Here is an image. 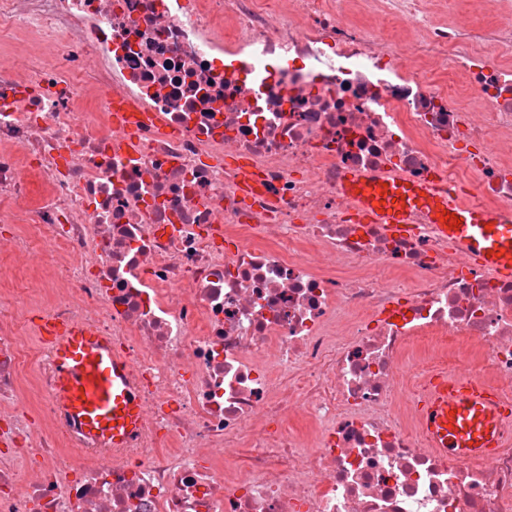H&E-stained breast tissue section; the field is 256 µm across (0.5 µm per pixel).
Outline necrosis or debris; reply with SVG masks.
Listing matches in <instances>:
<instances>
[{
	"label": "necrosis or debris",
	"mask_w": 512,
	"mask_h": 512,
	"mask_svg": "<svg viewBox=\"0 0 512 512\" xmlns=\"http://www.w3.org/2000/svg\"><path fill=\"white\" fill-rule=\"evenodd\" d=\"M471 2L0 0V260L143 409L121 448L72 430L0 291V512H512V446L449 459L419 410L445 374L512 399V280L341 191L512 223V0Z\"/></svg>",
	"instance_id": "obj_1"
}]
</instances>
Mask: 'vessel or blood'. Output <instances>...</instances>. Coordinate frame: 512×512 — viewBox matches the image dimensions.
Wrapping results in <instances>:
<instances>
[{
  "label": "vessel or blood",
  "mask_w": 512,
  "mask_h": 512,
  "mask_svg": "<svg viewBox=\"0 0 512 512\" xmlns=\"http://www.w3.org/2000/svg\"><path fill=\"white\" fill-rule=\"evenodd\" d=\"M344 192L357 198L362 211L409 229L413 213L428 217L434 232L471 254L484 267L512 277V224L496 213L402 180L382 182L370 174L348 176ZM459 226H451L450 216ZM55 368V396L69 418L87 436L123 445L136 431L140 396L129 384L125 361L111 342L80 325L43 323ZM424 430L433 447L452 460L478 457L500 448L506 414L494 390L466 377H443L421 405Z\"/></svg>",
  "instance_id": "1"
}]
</instances>
